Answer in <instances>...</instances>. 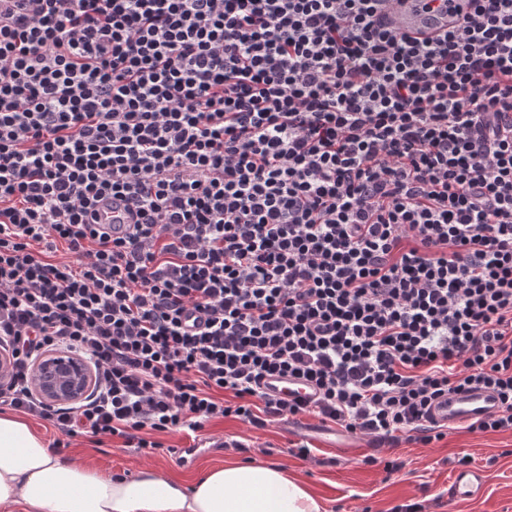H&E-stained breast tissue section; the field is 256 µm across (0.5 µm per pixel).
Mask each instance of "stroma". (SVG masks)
<instances>
[{
    "instance_id": "1",
    "label": "stroma",
    "mask_w": 512,
    "mask_h": 512,
    "mask_svg": "<svg viewBox=\"0 0 512 512\" xmlns=\"http://www.w3.org/2000/svg\"><path fill=\"white\" fill-rule=\"evenodd\" d=\"M205 433L243 441V448H227L200 457L192 468L182 467L170 456L173 448L188 447L187 432L161 435L164 449L152 456L136 454L122 447L120 440L95 443L76 437L69 446H58L61 456L93 466L100 474H132L144 466L153 467L161 477H177L192 482L209 466L227 461L275 462L301 479L323 502L326 512H391L406 503L421 502L426 512H512V431L475 434L461 428L449 430L445 439L422 444L399 438L380 441L363 435L359 441L367 448L363 457H343L336 451L317 446L314 456L302 460L291 455L297 442L286 422H270L257 428L237 419L209 423ZM468 452L473 465L483 471L485 491L481 499L460 502L451 494L455 471L451 457ZM397 461L398 471L389 473L385 462Z\"/></svg>"
}]
</instances>
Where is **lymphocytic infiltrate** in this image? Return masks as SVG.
Wrapping results in <instances>:
<instances>
[{
    "mask_svg": "<svg viewBox=\"0 0 512 512\" xmlns=\"http://www.w3.org/2000/svg\"><path fill=\"white\" fill-rule=\"evenodd\" d=\"M471 2L423 40L389 0L0 11V405L144 454L227 417L428 444L472 387L512 430V0ZM55 348L78 403L32 388ZM99 222L101 224H114L113 229H126L125 224L128 219L125 217L123 206L119 200H108L99 209ZM113 222V223H112ZM93 369L81 356L50 351L34 365L33 388L47 403L69 404L84 399L92 389Z\"/></svg>",
    "mask_w": 512,
    "mask_h": 512,
    "instance_id": "obj_1",
    "label": "lymphocytic infiltrate"
}]
</instances>
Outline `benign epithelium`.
<instances>
[{
	"mask_svg": "<svg viewBox=\"0 0 512 512\" xmlns=\"http://www.w3.org/2000/svg\"><path fill=\"white\" fill-rule=\"evenodd\" d=\"M93 369L81 356L50 351L34 365L33 388L47 403L69 404L84 399L92 389Z\"/></svg>",
	"mask_w": 512,
	"mask_h": 512,
	"instance_id": "benign-epithelium-1",
	"label": "benign epithelium"
}]
</instances>
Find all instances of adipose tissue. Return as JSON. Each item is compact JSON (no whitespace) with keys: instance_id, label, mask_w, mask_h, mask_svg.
Returning <instances> with one entry per match:
<instances>
[{"instance_id":"1","label":"adipose tissue","mask_w":512,"mask_h":512,"mask_svg":"<svg viewBox=\"0 0 512 512\" xmlns=\"http://www.w3.org/2000/svg\"><path fill=\"white\" fill-rule=\"evenodd\" d=\"M0 512H325L279 464L227 462L192 483L144 468L105 477L59 455L24 420L0 416Z\"/></svg>"}]
</instances>
